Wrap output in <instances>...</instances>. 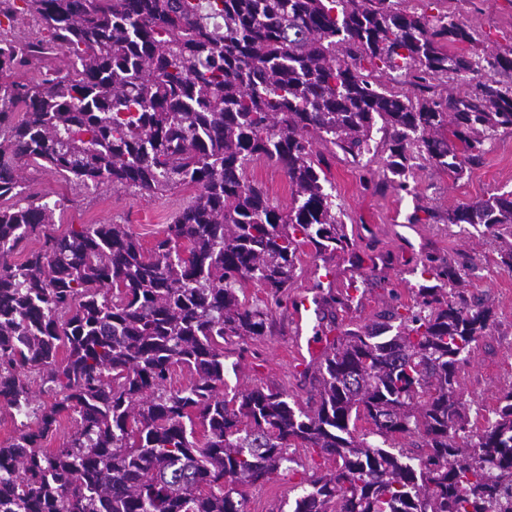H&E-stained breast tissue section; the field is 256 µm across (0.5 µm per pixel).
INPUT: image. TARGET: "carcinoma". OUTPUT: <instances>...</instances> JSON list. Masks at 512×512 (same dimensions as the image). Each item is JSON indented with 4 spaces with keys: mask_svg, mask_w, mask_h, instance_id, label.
Returning <instances> with one entry per match:
<instances>
[{
    "mask_svg": "<svg viewBox=\"0 0 512 512\" xmlns=\"http://www.w3.org/2000/svg\"><path fill=\"white\" fill-rule=\"evenodd\" d=\"M22 2L0 0V72L68 63L0 83V198L14 200L0 206V398L18 429L0 444V512H246L247 489L290 469L292 448L334 467L299 483L290 512H492L512 492V384L482 424L458 399L496 322L462 288L467 260L425 257L435 284L405 313L334 337L311 409L277 389L224 397V358L266 335L301 247L354 249L312 135L358 163L383 133L400 191L418 161L460 179L512 131V45L490 50L454 13L395 0ZM20 15L48 36L16 34ZM387 71L411 92L387 89ZM24 158L79 186L197 194L149 249L128 224L56 235ZM258 159L288 178V209L248 179ZM429 218L512 236V193ZM28 239L40 248L12 263ZM178 368L188 382L172 391ZM64 415L69 439L43 447Z\"/></svg>",
    "mask_w": 512,
    "mask_h": 512,
    "instance_id": "obj_1",
    "label": "carcinoma"
}]
</instances>
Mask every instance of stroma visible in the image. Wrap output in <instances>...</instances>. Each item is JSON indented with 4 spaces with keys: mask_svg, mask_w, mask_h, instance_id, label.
Wrapping results in <instances>:
<instances>
[{
    "mask_svg": "<svg viewBox=\"0 0 512 512\" xmlns=\"http://www.w3.org/2000/svg\"><path fill=\"white\" fill-rule=\"evenodd\" d=\"M399 7L431 15L451 9L465 24L489 34L490 49L512 44V0H440L431 6L424 0H399ZM313 148L326 163L336 209L355 242L354 254L363 263L354 266L352 254L343 252L325 261L304 249L288 290L289 303L272 310V329L228 347L225 394L275 388L301 406L310 405L307 370L293 363L299 341L292 300L308 298L311 328L332 323L342 331L380 323L393 307L411 301V290L421 281L422 259L436 254L447 259L467 257L474 267L465 283L467 290L495 308L493 332L474 347L460 389L466 411L479 405L493 407L505 376L512 371V272L499 266L500 242L482 234L480 228L440 222L439 216L463 204L512 193V132L500 133L488 143L483 163L461 179L428 163L415 167L409 178L413 190L408 194L395 189L384 176L388 150L382 134H375L370 154L358 165L323 143H314ZM23 168L28 192L55 204V230L60 234L73 224H128L149 247L196 194L192 187L150 196L108 182L78 186L43 172L31 161L24 162ZM416 212L421 213V221L410 223ZM324 274L329 275L337 296L347 300L345 307L333 313L322 305L315 286ZM293 456V472L280 473L250 490L247 512H286L296 485L312 474L314 465L306 449H295Z\"/></svg>",
    "mask_w": 512,
    "mask_h": 512,
    "instance_id": "stroma-1",
    "label": "stroma"
}]
</instances>
